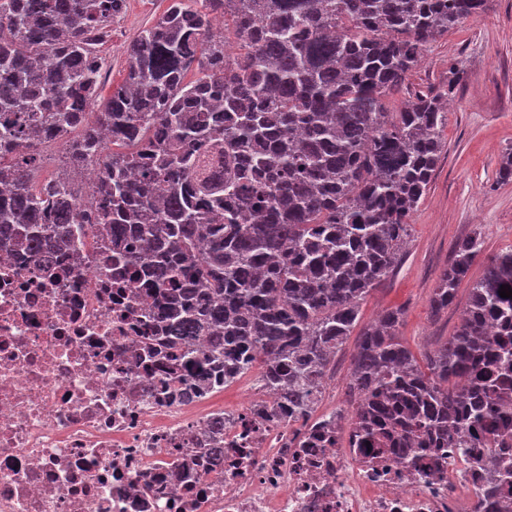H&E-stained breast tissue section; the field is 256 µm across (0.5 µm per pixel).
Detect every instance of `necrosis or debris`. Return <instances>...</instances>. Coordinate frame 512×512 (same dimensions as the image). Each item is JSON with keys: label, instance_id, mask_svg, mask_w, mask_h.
Instances as JSON below:
<instances>
[{"label": "necrosis or debris", "instance_id": "4bbe7bcc", "mask_svg": "<svg viewBox=\"0 0 512 512\" xmlns=\"http://www.w3.org/2000/svg\"><path fill=\"white\" fill-rule=\"evenodd\" d=\"M155 302L93 233L50 262L0 241V512H501L512 499L483 490L490 449L378 456L335 412L281 415L257 378L234 407L182 401L179 361L150 349Z\"/></svg>", "mask_w": 512, "mask_h": 512}]
</instances>
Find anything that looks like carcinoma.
I'll return each mask as SVG.
<instances>
[{
	"instance_id": "obj_1",
	"label": "carcinoma",
	"mask_w": 512,
	"mask_h": 512,
	"mask_svg": "<svg viewBox=\"0 0 512 512\" xmlns=\"http://www.w3.org/2000/svg\"><path fill=\"white\" fill-rule=\"evenodd\" d=\"M126 0H0V237L32 256L75 238L73 174L105 157L89 206L124 270L155 287L152 321L201 394L264 355L261 381L293 409L318 402L359 305L399 260L443 153L463 72L398 112L384 100L425 47L486 0H171L129 47L127 79L95 108L97 46ZM231 20L225 50L213 17ZM196 71L185 82L190 70ZM79 134L72 138L74 130ZM64 144L36 183L39 146ZM481 251L459 242L438 314ZM512 248L471 288L456 333L418 362L402 313L362 327L351 418L378 451L482 447L512 422ZM499 327L495 335L491 328ZM209 335L208 348H195Z\"/></svg>"
}]
</instances>
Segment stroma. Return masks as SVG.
<instances>
[{"mask_svg": "<svg viewBox=\"0 0 512 512\" xmlns=\"http://www.w3.org/2000/svg\"><path fill=\"white\" fill-rule=\"evenodd\" d=\"M169 0H127L101 45L107 71L97 102L105 104L126 78L129 46L153 25ZM457 66L465 80L448 109L441 132L443 155L432 181L412 213L403 254L380 286L360 303V322L385 310L402 312L398 334L417 359L453 336L472 284L491 259L512 247V182L500 184L496 172L512 148V0H487L484 10L439 37L424 51L404 87L387 99L396 112L418 93L448 85ZM480 234L483 250L461 281L448 310L433 316L430 300L455 245Z\"/></svg>", "mask_w": 512, "mask_h": 512, "instance_id": "35a3bbf8", "label": "stroma"}]
</instances>
